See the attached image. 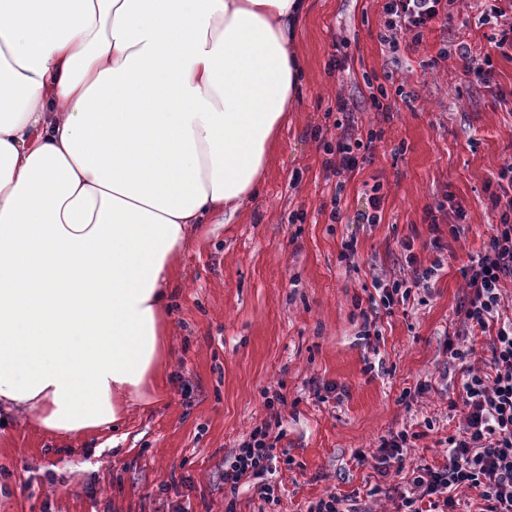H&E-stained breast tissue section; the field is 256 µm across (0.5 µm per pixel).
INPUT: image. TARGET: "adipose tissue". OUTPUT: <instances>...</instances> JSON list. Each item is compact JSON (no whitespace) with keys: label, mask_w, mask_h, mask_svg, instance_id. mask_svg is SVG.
I'll return each mask as SVG.
<instances>
[{"label":"adipose tissue","mask_w":512,"mask_h":512,"mask_svg":"<svg viewBox=\"0 0 512 512\" xmlns=\"http://www.w3.org/2000/svg\"><path fill=\"white\" fill-rule=\"evenodd\" d=\"M306 0H0V410L161 396L189 234L258 194Z\"/></svg>","instance_id":"ef3b65f1"}]
</instances>
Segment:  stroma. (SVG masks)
<instances>
[{
    "label": "stroma",
    "instance_id": "1",
    "mask_svg": "<svg viewBox=\"0 0 512 512\" xmlns=\"http://www.w3.org/2000/svg\"><path fill=\"white\" fill-rule=\"evenodd\" d=\"M383 4L307 0L296 36L304 76L262 189L179 258L163 398L133 406L118 441L108 429L64 442L7 417L0 512H225V459L274 415L283 436L266 479L279 502L244 486L234 512H306L327 492L389 491L418 466L443 464L461 421L448 408L461 377L448 342L459 329L462 269L498 221L489 196L512 157V48L491 49L500 25L482 20L478 0H456L466 26L434 27L391 52L379 39ZM462 42L491 51L493 81L465 75ZM372 84L392 92L391 112L370 107ZM401 85L414 99L395 96ZM340 96L351 103L352 134L374 129L381 139L339 194L321 143L336 136ZM376 184L381 222L355 223ZM336 194L343 221L332 224ZM441 199L448 213L434 232L425 209ZM294 212L303 222L289 223ZM352 238L349 266L339 255ZM409 253L442 268L379 310L377 335L364 336L369 287L377 277L410 279ZM401 431L412 435L402 468L380 472L381 437Z\"/></svg>",
    "mask_w": 512,
    "mask_h": 512
}]
</instances>
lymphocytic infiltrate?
<instances>
[{
    "label": "lymphocytic infiltrate",
    "instance_id": "obj_1",
    "mask_svg": "<svg viewBox=\"0 0 512 512\" xmlns=\"http://www.w3.org/2000/svg\"><path fill=\"white\" fill-rule=\"evenodd\" d=\"M453 2L387 0L381 41L395 50L402 35L418 38L434 23L448 25ZM378 138L372 130L362 139L344 131L324 143L326 168L338 189L330 223H341L339 192L345 178L357 168L360 151L372 150ZM490 203L498 222L484 252L463 269L468 291L458 309L462 342L450 351L452 359L465 364L461 424L447 439L445 463L419 468L409 488L395 497L394 512H454L461 496L471 492L478 499L476 512H512V296L506 293L512 283V195L491 194ZM478 331L491 335L488 353L481 357L467 343L468 336ZM274 441L271 422L253 427L224 463L225 488L234 493L250 482L266 503H277L274 487L262 481L274 458Z\"/></svg>",
    "mask_w": 512,
    "mask_h": 512
}]
</instances>
